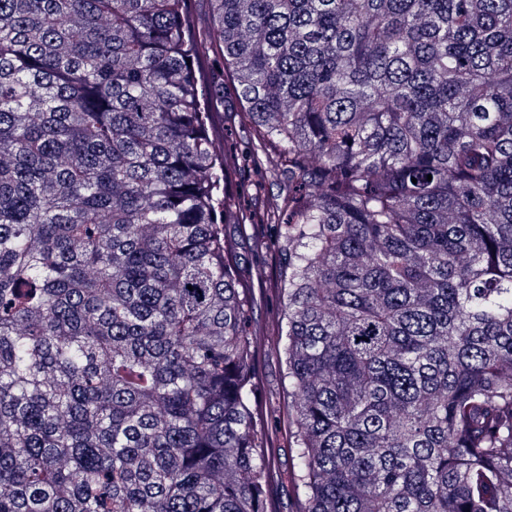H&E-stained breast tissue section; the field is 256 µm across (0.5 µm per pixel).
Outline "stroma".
<instances>
[{
	"label": "stroma",
	"mask_w": 512,
	"mask_h": 512,
	"mask_svg": "<svg viewBox=\"0 0 512 512\" xmlns=\"http://www.w3.org/2000/svg\"><path fill=\"white\" fill-rule=\"evenodd\" d=\"M224 232L239 244L238 277L252 290L253 321L250 331L261 352L257 365L258 386L264 403L272 411L277 429L278 478L271 488V496L277 512H301L302 506L290 478L288 389L276 336L270 327L271 318L280 309L279 297L273 288L281 272L275 232L271 227L252 224H228Z\"/></svg>",
	"instance_id": "35a3bbf8"
}]
</instances>
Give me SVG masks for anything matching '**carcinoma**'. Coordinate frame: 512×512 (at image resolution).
Listing matches in <instances>:
<instances>
[{"instance_id":"carcinoma-1","label":"carcinoma","mask_w":512,"mask_h":512,"mask_svg":"<svg viewBox=\"0 0 512 512\" xmlns=\"http://www.w3.org/2000/svg\"><path fill=\"white\" fill-rule=\"evenodd\" d=\"M183 2L0 0V512H274L230 222L302 512H512V0ZM219 123L222 128L224 127L222 142L229 153L240 151L248 146V143L253 142V133L238 116L228 113L224 117V112H222L219 116ZM224 233L239 243L238 277L252 288L253 321L250 331L261 352L257 365L258 386L263 402L271 408L275 419L274 429H277L280 447L276 460L278 478L271 488V496L277 511L298 512L302 506L289 475L292 463L288 448L291 427L288 389L276 336L270 327L271 318L280 310L279 297L273 289L281 272L275 232L268 226L226 224Z\"/></svg>"}]
</instances>
